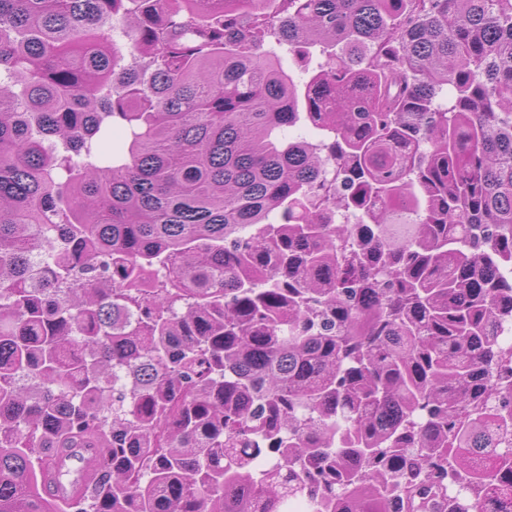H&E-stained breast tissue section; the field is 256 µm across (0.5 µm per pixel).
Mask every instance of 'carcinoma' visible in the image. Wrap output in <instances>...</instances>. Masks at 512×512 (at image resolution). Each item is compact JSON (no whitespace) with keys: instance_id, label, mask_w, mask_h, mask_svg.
Listing matches in <instances>:
<instances>
[{"instance_id":"1","label":"carcinoma","mask_w":512,"mask_h":512,"mask_svg":"<svg viewBox=\"0 0 512 512\" xmlns=\"http://www.w3.org/2000/svg\"><path fill=\"white\" fill-rule=\"evenodd\" d=\"M215 2L0 0V512H512V0Z\"/></svg>"}]
</instances>
